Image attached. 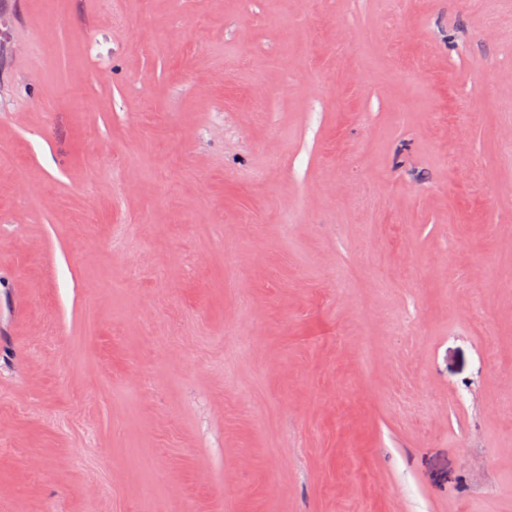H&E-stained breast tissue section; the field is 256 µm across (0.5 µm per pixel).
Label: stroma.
<instances>
[{
    "instance_id": "stroma-1",
    "label": "stroma",
    "mask_w": 512,
    "mask_h": 512,
    "mask_svg": "<svg viewBox=\"0 0 512 512\" xmlns=\"http://www.w3.org/2000/svg\"><path fill=\"white\" fill-rule=\"evenodd\" d=\"M0 43V512H512V0Z\"/></svg>"
}]
</instances>
